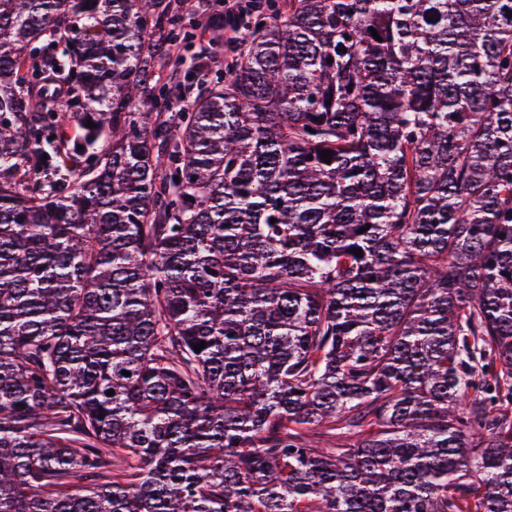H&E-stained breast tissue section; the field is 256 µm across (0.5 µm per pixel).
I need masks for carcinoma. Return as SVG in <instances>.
Segmentation results:
<instances>
[{
    "label": "carcinoma",
    "instance_id": "carcinoma-1",
    "mask_svg": "<svg viewBox=\"0 0 512 512\" xmlns=\"http://www.w3.org/2000/svg\"><path fill=\"white\" fill-rule=\"evenodd\" d=\"M509 11L0 0V512H512ZM201 46L204 47V45L195 44L183 50V62L180 67L177 66V80H180L186 85L191 84L189 93L183 100L186 101L185 103H188L194 99L198 90L200 89L201 83L204 80L209 81L214 76V73H216L219 69L224 71V66H226L234 56V50H230L227 47H224V44L221 45L214 55L223 57L224 64L223 66L217 65L212 68L210 57L201 61H199L197 58L198 55L205 56V54L200 52ZM189 75H193V78H189Z\"/></svg>",
    "mask_w": 512,
    "mask_h": 512
}]
</instances>
